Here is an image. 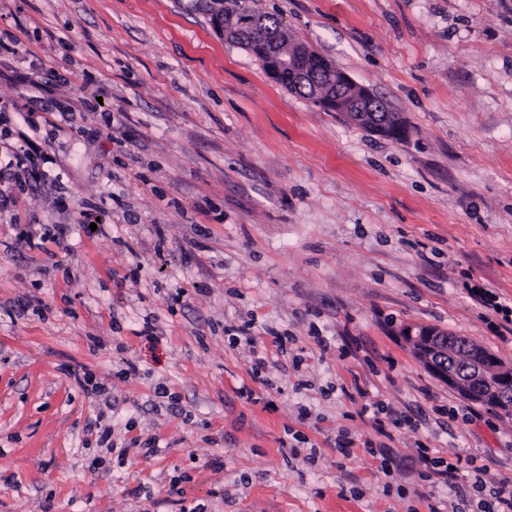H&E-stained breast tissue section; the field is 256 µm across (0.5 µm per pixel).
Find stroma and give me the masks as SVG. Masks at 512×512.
Segmentation results:
<instances>
[{"instance_id":"obj_1","label":"stroma","mask_w":512,"mask_h":512,"mask_svg":"<svg viewBox=\"0 0 512 512\" xmlns=\"http://www.w3.org/2000/svg\"><path fill=\"white\" fill-rule=\"evenodd\" d=\"M247 2L405 139L270 78L217 0H0V512H475L456 487L512 481V415L397 334L512 363L467 292L512 300V0ZM31 146L30 141L24 137L23 138V145H20L19 147L14 148L12 151V157H13V165L18 169L22 170L29 174L31 178L36 177L38 174H42L39 172L36 163L34 155L30 153Z\"/></svg>"}]
</instances>
